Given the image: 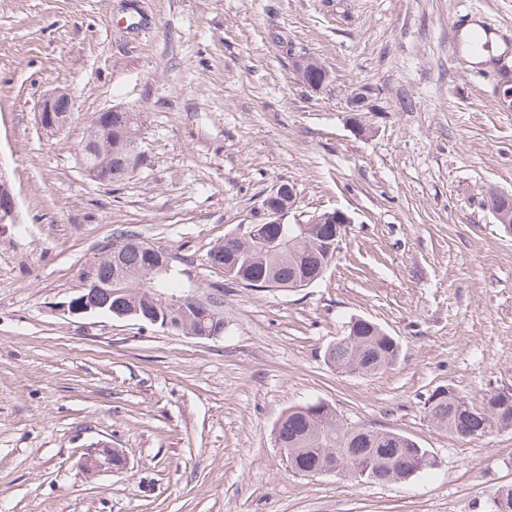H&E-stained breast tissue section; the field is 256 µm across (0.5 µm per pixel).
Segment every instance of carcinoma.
Wrapping results in <instances>:
<instances>
[{"mask_svg": "<svg viewBox=\"0 0 512 512\" xmlns=\"http://www.w3.org/2000/svg\"><path fill=\"white\" fill-rule=\"evenodd\" d=\"M89 135L101 138V150L83 156L84 165L112 170V181L124 180L127 170L120 161L139 148V133L126 130L124 123L112 121V135H103L94 126ZM336 228L330 224H269L264 241L228 237L214 248L208 261L214 268L235 270L231 280L249 288H287L301 273L324 257L329 266L335 255H326L329 238ZM97 276L112 277V287L123 290L113 298L127 306L153 298L161 318L181 321V329L199 327L194 318H179L162 305L166 297L188 294L184 284L162 264L157 266L140 248H128L120 273L111 270L108 257H96ZM401 356L399 341L377 323L352 318L344 336L327 347L324 358L336 368L371 377L394 366ZM427 416L440 431L470 442L495 429L512 427V392L493 393L480 406L446 389L430 395L425 403ZM273 438L285 459H293L308 475L322 474L331 463L347 471L358 464L368 467L363 481L389 483L406 480L433 468L425 462L428 450L409 436L342 421L335 408L314 402L288 409L276 422ZM489 512H512V488L502 489L490 499Z\"/></svg>", "mask_w": 512, "mask_h": 512, "instance_id": "carcinoma-1", "label": "carcinoma"}]
</instances>
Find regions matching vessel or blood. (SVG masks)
<instances>
[{
  "mask_svg": "<svg viewBox=\"0 0 512 512\" xmlns=\"http://www.w3.org/2000/svg\"><path fill=\"white\" fill-rule=\"evenodd\" d=\"M454 51L474 57V77L489 81L492 93L512 84V29L497 26L479 12L460 14L454 29Z\"/></svg>",
  "mask_w": 512,
  "mask_h": 512,
  "instance_id": "1",
  "label": "vessel or blood"
}]
</instances>
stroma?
<instances>
[{"label": "stroma", "instance_id": "obj_1", "mask_svg": "<svg viewBox=\"0 0 512 512\" xmlns=\"http://www.w3.org/2000/svg\"><path fill=\"white\" fill-rule=\"evenodd\" d=\"M480 10L512 27V0H0V512H487L512 486V429L466 442L426 397L473 403L512 388V235L481 205L512 192V97L455 56L452 26ZM321 58L330 90L295 77L288 47ZM368 91L353 116L348 90ZM70 91L58 133L37 113ZM132 107L145 160L101 183L78 146L96 114ZM294 186L293 216L352 219L321 279L248 288L208 262L262 202ZM165 248L220 338L64 305L99 244ZM402 347L386 372L327 364L347 322ZM322 401L391 430L437 465L378 484L289 472L272 430ZM125 454L87 474L91 445Z\"/></svg>", "mask_w": 512, "mask_h": 512}]
</instances>
